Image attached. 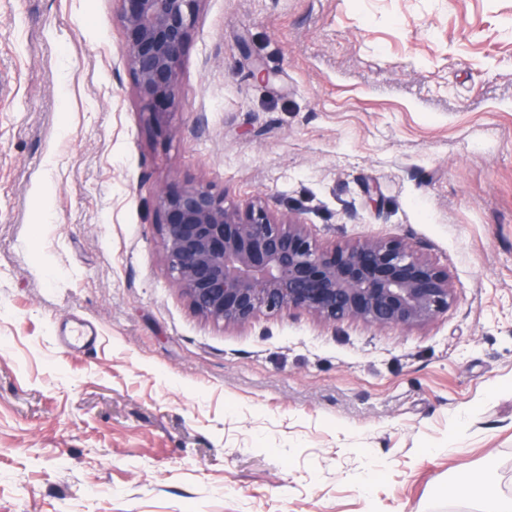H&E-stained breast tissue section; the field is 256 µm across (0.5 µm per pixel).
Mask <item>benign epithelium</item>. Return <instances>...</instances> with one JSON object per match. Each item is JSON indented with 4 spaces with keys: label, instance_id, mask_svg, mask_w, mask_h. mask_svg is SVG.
<instances>
[{
    "label": "benign epithelium",
    "instance_id": "7a95c632",
    "mask_svg": "<svg viewBox=\"0 0 512 512\" xmlns=\"http://www.w3.org/2000/svg\"><path fill=\"white\" fill-rule=\"evenodd\" d=\"M126 33L123 56L147 127L165 122L180 91L181 58L202 0H115ZM164 263L193 310L224 327L261 314L303 310L325 324L423 325L448 311V271L397 238L322 247L295 215L260 197L235 208L208 185L174 180L157 194Z\"/></svg>",
    "mask_w": 512,
    "mask_h": 512
}]
</instances>
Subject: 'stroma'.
<instances>
[{
	"label": "stroma",
	"mask_w": 512,
	"mask_h": 512,
	"mask_svg": "<svg viewBox=\"0 0 512 512\" xmlns=\"http://www.w3.org/2000/svg\"><path fill=\"white\" fill-rule=\"evenodd\" d=\"M116 10L0 0V512H484L462 467L512 496V0H203L168 142ZM173 179L409 241L454 302L207 322L163 261Z\"/></svg>",
	"instance_id": "obj_1"
}]
</instances>
